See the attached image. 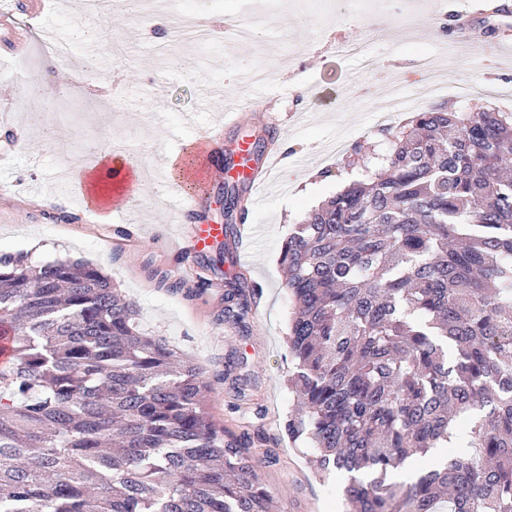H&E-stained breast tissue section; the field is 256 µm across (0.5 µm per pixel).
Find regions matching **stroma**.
<instances>
[{"label": "stroma", "mask_w": 512, "mask_h": 512, "mask_svg": "<svg viewBox=\"0 0 512 512\" xmlns=\"http://www.w3.org/2000/svg\"><path fill=\"white\" fill-rule=\"evenodd\" d=\"M464 0H183L186 14H202L216 28L205 46L158 35L174 27L169 12L116 7L83 11L76 0H0V66L25 86L41 78L45 95L25 102L0 83V107L12 122L0 124V253H24L40 264L81 257L107 274L133 302L141 329L161 336L191 356L210 384L207 407L218 425L279 451V460L258 469L261 483L281 512H342L344 480L316 473L313 449L289 441L285 423L296 398L288 385L291 358L288 324L293 297L280 266L283 244L296 224L351 180L348 163L355 145L379 140V90L395 85L421 108L473 112L492 106L512 112V51L498 48L499 28L475 17L469 31L451 18ZM263 11L266 30L240 44L228 34L234 23ZM57 41L73 53L62 69L46 60ZM362 43L376 61L366 69L341 45ZM436 59L448 86L440 98L426 97L415 60ZM81 81L72 84L71 71ZM239 102L267 96L269 112H245L242 127L222 132L216 160L240 133L256 146L275 140L286 157L275 184L259 189L250 210L262 236L223 275L245 276L260 294L247 328L219 321L224 287L215 285L188 299L169 283L210 277L205 255L174 254L183 214L205 210L224 223L223 181L202 192L176 182L168 159L182 157L196 141L219 131L222 88ZM302 113L292 122V113ZM57 131L49 138L44 127ZM133 150V162L150 176L133 206L134 237L117 235L119 223L89 215L68 184L46 186L56 165L89 164L98 148ZM46 197L48 207L23 208L15 197Z\"/></svg>", "instance_id": "1"}]
</instances>
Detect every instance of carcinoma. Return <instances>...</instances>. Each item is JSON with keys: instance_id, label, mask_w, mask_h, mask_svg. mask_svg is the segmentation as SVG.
Here are the masks:
<instances>
[{"instance_id": "1", "label": "carcinoma", "mask_w": 512, "mask_h": 512, "mask_svg": "<svg viewBox=\"0 0 512 512\" xmlns=\"http://www.w3.org/2000/svg\"><path fill=\"white\" fill-rule=\"evenodd\" d=\"M282 247L298 412L348 512H512V113L429 108ZM222 320L246 326L240 280ZM0 512H272L278 460L206 410L193 361L84 260L0 256ZM469 420L471 452L405 484Z\"/></svg>"}]
</instances>
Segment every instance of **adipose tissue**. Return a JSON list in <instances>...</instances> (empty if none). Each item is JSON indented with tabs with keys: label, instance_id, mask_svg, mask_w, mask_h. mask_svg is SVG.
Masks as SVG:
<instances>
[{
	"label": "adipose tissue",
	"instance_id": "obj_1",
	"mask_svg": "<svg viewBox=\"0 0 512 512\" xmlns=\"http://www.w3.org/2000/svg\"><path fill=\"white\" fill-rule=\"evenodd\" d=\"M103 168L93 172L91 167L78 165L71 172L70 184L78 193L87 196L101 213H108L112 203H134L139 197V179L129 156L120 150H97Z\"/></svg>",
	"mask_w": 512,
	"mask_h": 512
}]
</instances>
